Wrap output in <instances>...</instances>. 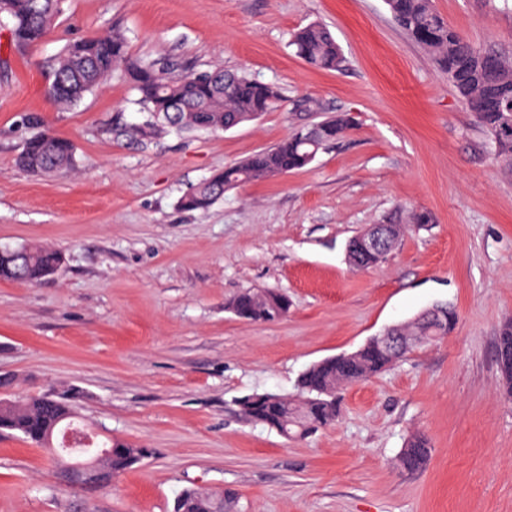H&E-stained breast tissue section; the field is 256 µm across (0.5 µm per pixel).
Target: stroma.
Returning <instances> with one entry per match:
<instances>
[{"instance_id": "obj_1", "label": "stroma", "mask_w": 512, "mask_h": 512, "mask_svg": "<svg viewBox=\"0 0 512 512\" xmlns=\"http://www.w3.org/2000/svg\"><path fill=\"white\" fill-rule=\"evenodd\" d=\"M472 43L512 53V0H433ZM326 24L339 70L312 68L290 33ZM120 31L132 57L181 73L244 70L283 101L219 132L115 136L143 122L122 70L71 109L45 97L69 43ZM337 112L355 128L302 170L225 192L209 210L193 184ZM69 139L63 174L23 170L37 131ZM410 229L368 270L346 258L370 224ZM62 255L31 286L0 280V397L55 392L78 416L148 448L94 492L61 484L42 449L0 434V512H172L186 488L233 492L241 512H512V400L496 338L512 320V162L384 0H66L37 47L0 27V246ZM247 289L287 295V318L238 319ZM438 302L458 323L370 380L345 387L340 416L287 439L240 414L252 392L288 394L300 373L350 353ZM432 453L410 473L414 432ZM431 448L430 440L424 433H413L401 450L400 466L408 472L422 470L430 459Z\"/></svg>"}]
</instances>
